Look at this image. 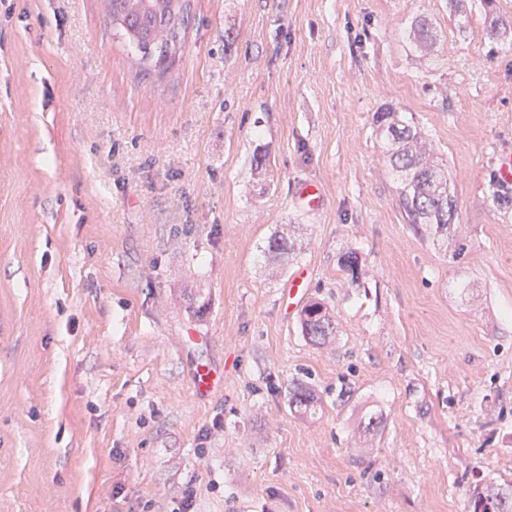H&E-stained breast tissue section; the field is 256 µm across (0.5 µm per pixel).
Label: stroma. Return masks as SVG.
Listing matches in <instances>:
<instances>
[{
	"mask_svg": "<svg viewBox=\"0 0 512 512\" xmlns=\"http://www.w3.org/2000/svg\"><path fill=\"white\" fill-rule=\"evenodd\" d=\"M487 23L481 0H194L160 78L102 0H0V512H472L512 490V40ZM386 110L448 166L447 247L405 218ZM286 224L282 268L263 249ZM301 267L323 345L279 301ZM202 363L221 393L195 392ZM301 331L310 342L321 344L336 332V323L324 303L312 302L301 312ZM289 405L299 409L303 414L314 415L317 411V401L310 388L297 384L294 389L289 392Z\"/></svg>",
	"mask_w": 512,
	"mask_h": 512,
	"instance_id": "stroma-1",
	"label": "stroma"
}]
</instances>
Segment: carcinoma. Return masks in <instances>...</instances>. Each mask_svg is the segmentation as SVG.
Returning a JSON list of instances; mask_svg holds the SVG:
<instances>
[{"label":"carcinoma","mask_w":512,"mask_h":512,"mask_svg":"<svg viewBox=\"0 0 512 512\" xmlns=\"http://www.w3.org/2000/svg\"><path fill=\"white\" fill-rule=\"evenodd\" d=\"M115 35L138 57L143 70L167 74L177 62L185 45L191 18L192 0H103ZM512 32V26L491 18L485 30L487 38L499 40ZM410 37L427 50L434 36L424 20L411 25ZM376 123L387 141L386 158L399 182V201L410 224L433 226L436 232L448 230L456 204L448 191V174L433 160V148L421 132L394 111L379 112ZM299 249L288 232H279L267 240L264 254L280 266L294 260ZM301 331L310 342L320 344L336 332V323L321 302L306 305L301 312ZM289 405L304 414L314 415L317 401L310 388L298 384L290 392ZM473 512H512L509 498L474 494Z\"/></svg>","instance_id":"1"}]
</instances>
